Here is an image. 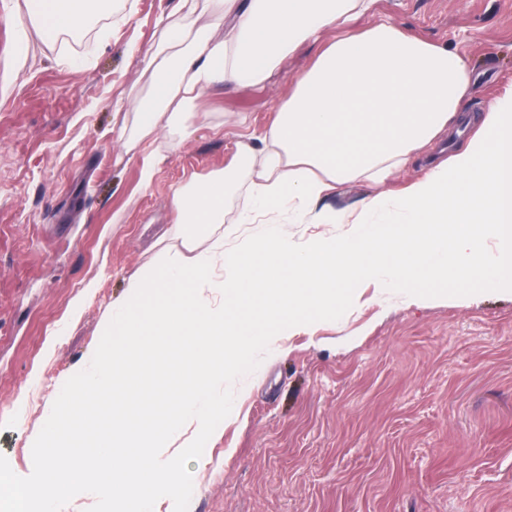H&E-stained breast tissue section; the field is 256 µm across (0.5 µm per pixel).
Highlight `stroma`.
Instances as JSON below:
<instances>
[{"mask_svg": "<svg viewBox=\"0 0 512 512\" xmlns=\"http://www.w3.org/2000/svg\"><path fill=\"white\" fill-rule=\"evenodd\" d=\"M179 0H115L74 43L0 26V470L52 494L31 439L101 341L131 279L182 249L175 188L226 167L266 130L311 61L304 44L262 83H224L187 107L183 129L118 139L150 84L135 47H157ZM377 13L470 57L477 115L512 87V0H376ZM83 55V66L72 57ZM158 165L141 184V160ZM79 312H72L74 299ZM224 381V415L181 449L187 486L152 512H512V294L416 302L365 289L349 308L259 352ZM191 356H159L117 398L166 411Z\"/></svg>", "mask_w": 512, "mask_h": 512, "instance_id": "stroma-1", "label": "stroma"}]
</instances>
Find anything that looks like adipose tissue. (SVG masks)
Wrapping results in <instances>:
<instances>
[{
    "label": "adipose tissue",
    "instance_id": "obj_1",
    "mask_svg": "<svg viewBox=\"0 0 512 512\" xmlns=\"http://www.w3.org/2000/svg\"><path fill=\"white\" fill-rule=\"evenodd\" d=\"M224 16V35L170 21L162 44L139 51L152 75L137 100L140 138L159 125L184 124L186 105L232 81H265L282 58L337 23L373 15L375 0H206ZM112 0H25L0 11V26L30 21L43 37L78 35ZM346 31L325 44L291 82L276 121L237 143L231 164L206 181L175 190L172 205L189 230L191 258L166 251L134 278L119 313L107 317L94 354L73 370L77 394L49 411V433L36 437L41 466L55 490L42 512H63V494L82 487L112 500V512H151L155 496L184 484L179 463L159 456L183 427L211 429L224 402L213 388L225 374L252 365L251 352L288 331L313 325L348 306L362 282L436 297L455 280L512 290V90L484 107L479 130L447 160L394 196L370 194L334 209L325 200L350 182L378 184L460 123L472 63L414 37L390 18ZM262 153L264 166L240 202L244 228L230 241L213 235L224 222V199L239 166ZM286 213L297 224H323L294 236L276 225ZM338 224L365 226L336 234ZM194 357L164 432L140 417L100 444L95 429L65 425L79 398L114 389L140 367L143 354Z\"/></svg>",
    "mask_w": 512,
    "mask_h": 512
}]
</instances>
